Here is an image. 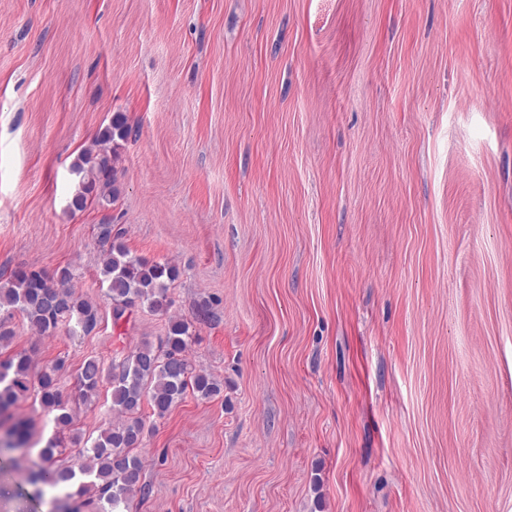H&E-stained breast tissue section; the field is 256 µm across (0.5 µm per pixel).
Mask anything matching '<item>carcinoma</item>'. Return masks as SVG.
Returning <instances> with one entry per match:
<instances>
[{"label":"carcinoma","mask_w":512,"mask_h":512,"mask_svg":"<svg viewBox=\"0 0 512 512\" xmlns=\"http://www.w3.org/2000/svg\"><path fill=\"white\" fill-rule=\"evenodd\" d=\"M131 133L128 117L123 113L113 115L91 147L72 163V171L80 175V181L70 208L83 211L95 203L102 212L94 229L102 247L100 276L107 283L116 324L126 311L136 307L167 313L170 291L181 276L175 265L132 254L113 233L111 211L119 193V142ZM73 279L69 266L51 273L20 268L0 282V311L19 312L39 335L59 329L71 337L88 335L98 324L99 308L76 294L70 286ZM194 338L192 321L170 316L158 345L146 341L126 355L113 357L112 370H106L95 358L85 360L76 374L74 392L66 396L60 389L65 360L60 358L38 371L33 370L31 357L24 352L0 360V376L9 377V382H0V425L9 426L16 438L15 447L25 448L30 443L31 423L15 420L10 413L20 396L35 391L43 409L54 414L55 436L42 448L41 466L31 479L33 483L73 488L55 499L54 512H131L132 501L144 491L143 461L137 453L145 432L143 406L149 405L153 414L162 418L189 392L210 399L223 391L222 383L188 359ZM106 380L112 385L115 420L106 423L91 444L83 446L78 467H52L55 457L63 455L68 444L79 441L73 433L74 408L90 403Z\"/></svg>","instance_id":"carcinoma-1"}]
</instances>
